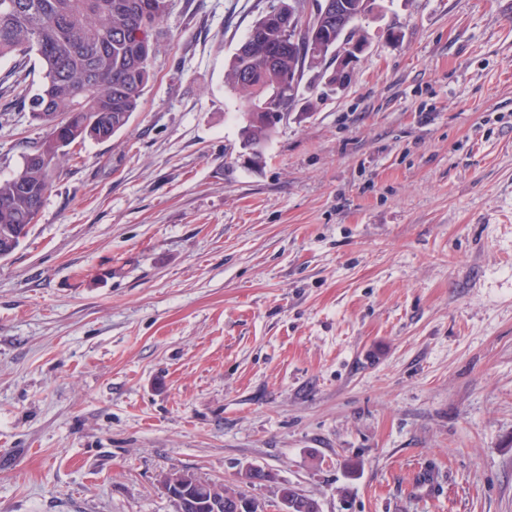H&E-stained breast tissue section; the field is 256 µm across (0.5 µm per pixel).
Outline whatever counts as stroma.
Here are the masks:
<instances>
[{
  "mask_svg": "<svg viewBox=\"0 0 512 512\" xmlns=\"http://www.w3.org/2000/svg\"><path fill=\"white\" fill-rule=\"evenodd\" d=\"M276 2L170 0L128 128L0 259V512L250 466L269 512H512V0H378L257 164L225 73ZM44 134L0 84V180Z\"/></svg>",
  "mask_w": 512,
  "mask_h": 512,
  "instance_id": "obj_1",
  "label": "stroma"
}]
</instances>
